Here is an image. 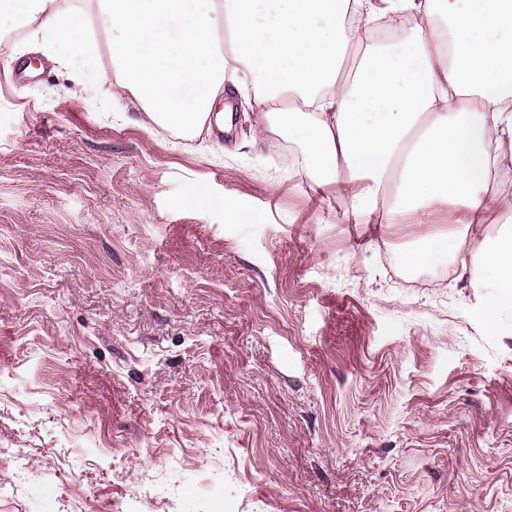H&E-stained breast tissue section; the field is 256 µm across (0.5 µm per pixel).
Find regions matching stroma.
I'll return each mask as SVG.
<instances>
[{"label":"stroma","instance_id":"1","mask_svg":"<svg viewBox=\"0 0 512 512\" xmlns=\"http://www.w3.org/2000/svg\"><path fill=\"white\" fill-rule=\"evenodd\" d=\"M31 31L0 29V512H512V312L409 286L412 228L343 223L287 133L144 128L108 53L87 89Z\"/></svg>","mask_w":512,"mask_h":512}]
</instances>
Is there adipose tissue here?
I'll return each instance as SVG.
<instances>
[{
    "instance_id": "adipose-tissue-1",
    "label": "adipose tissue",
    "mask_w": 512,
    "mask_h": 512,
    "mask_svg": "<svg viewBox=\"0 0 512 512\" xmlns=\"http://www.w3.org/2000/svg\"><path fill=\"white\" fill-rule=\"evenodd\" d=\"M33 22L62 66L97 59L91 15L108 22L114 83L151 123L182 136L224 130L255 113L250 143L277 128L305 149L318 189H343V220L394 226L442 212L447 229L416 224L410 268L459 261L486 281L474 314L500 333L512 310V225L483 236L490 208L512 215V194L487 202L489 178L512 177V0H6ZM414 22L410 40L360 55L340 76L359 30ZM396 195H389V187Z\"/></svg>"
}]
</instances>
